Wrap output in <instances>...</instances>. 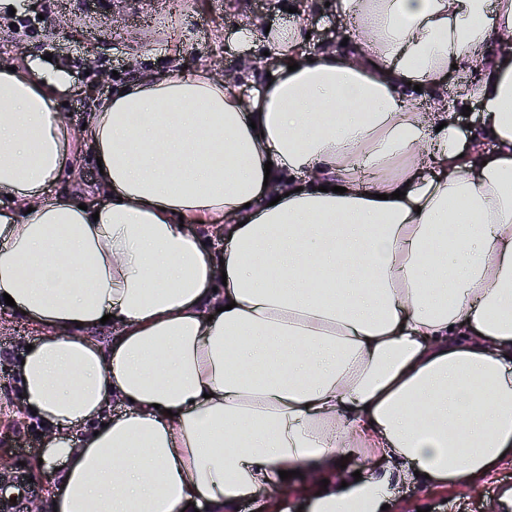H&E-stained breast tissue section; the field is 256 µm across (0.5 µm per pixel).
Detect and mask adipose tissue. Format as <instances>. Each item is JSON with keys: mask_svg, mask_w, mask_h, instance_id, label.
Listing matches in <instances>:
<instances>
[{"mask_svg": "<svg viewBox=\"0 0 512 512\" xmlns=\"http://www.w3.org/2000/svg\"><path fill=\"white\" fill-rule=\"evenodd\" d=\"M335 8L346 46L309 50L299 0L269 82L147 71L79 133L66 72L0 68V311L43 332L18 372L57 512H235L284 470L335 475L311 512H382L341 458L432 486L512 460V0ZM79 136L95 193H54ZM445 87L448 88V101L455 102L457 104L456 112H458L459 117L461 118V125L463 129L469 133L472 132L478 126L480 122V105L474 99H466L465 100V84L463 83L462 78L456 73H450L448 75V80L445 83ZM464 105L470 106V116H463L462 107ZM468 123H471V126H468Z\"/></svg>", "mask_w": 512, "mask_h": 512, "instance_id": "1", "label": "adipose tissue"}]
</instances>
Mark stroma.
<instances>
[{
  "instance_id": "obj_1",
  "label": "stroma",
  "mask_w": 512,
  "mask_h": 512,
  "mask_svg": "<svg viewBox=\"0 0 512 512\" xmlns=\"http://www.w3.org/2000/svg\"><path fill=\"white\" fill-rule=\"evenodd\" d=\"M314 0L306 19L308 44L317 51L340 44L350 34L346 19ZM25 16L44 21L27 30L0 13V64L51 56L65 70L67 86L55 93L74 130H81L113 88L142 71L177 63L188 68L222 62L229 77L247 85L267 76L265 46H242L237 26L256 30L293 21L297 0H26ZM41 331L13 315L0 314V446L12 464H26L42 500L55 486L54 472L40 465L46 430L35 429L15 395L16 367L27 345ZM512 483V461L499 465L476 484L429 488L407 472L388 483L389 512H494L499 488Z\"/></svg>"
}]
</instances>
